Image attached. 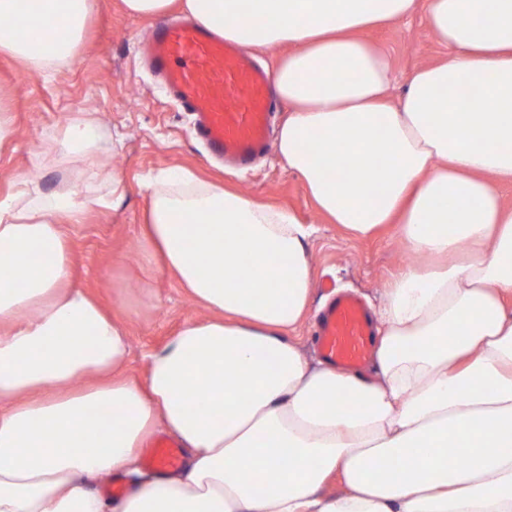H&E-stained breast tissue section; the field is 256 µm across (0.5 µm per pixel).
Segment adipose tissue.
<instances>
[{
    "mask_svg": "<svg viewBox=\"0 0 512 512\" xmlns=\"http://www.w3.org/2000/svg\"><path fill=\"white\" fill-rule=\"evenodd\" d=\"M0 0V54L54 76L95 0ZM121 0L180 9L248 48L282 49L277 151L318 212L353 236L394 224L414 260L386 293L377 374L310 366L315 229L287 210L163 171L140 239L204 309L125 374L122 321L73 283L65 225L99 205L17 183L0 199V512H512V0ZM68 18L66 31L49 19ZM450 48L391 101L365 30L414 14ZM266 23H258V16ZM40 34L32 48L25 34ZM92 121L58 161L98 151ZM207 395L214 412L193 408ZM166 431L177 474L140 477ZM132 478L110 502L97 482ZM340 480L342 489L323 496Z\"/></svg>",
    "mask_w": 512,
    "mask_h": 512,
    "instance_id": "1",
    "label": "adipose tissue"
}]
</instances>
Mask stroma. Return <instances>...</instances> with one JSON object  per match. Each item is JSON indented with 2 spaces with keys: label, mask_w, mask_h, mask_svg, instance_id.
Listing matches in <instances>:
<instances>
[{
  "label": "stroma",
  "mask_w": 512,
  "mask_h": 512,
  "mask_svg": "<svg viewBox=\"0 0 512 512\" xmlns=\"http://www.w3.org/2000/svg\"><path fill=\"white\" fill-rule=\"evenodd\" d=\"M151 16L124 11L119 0H97L84 40L71 64L47 81L32 68L0 54V106L15 130L0 148V196L15 179L39 192L72 189L79 195L111 194V175L121 181L116 205L98 207L68 225L73 282L125 322L130 351L127 372L142 377L147 354L181 324L203 310L167 271L148 269L138 258L141 226L150 205L144 183L163 169L183 168L295 213L316 233L306 252L317 276L357 293L378 311L387 288L412 260L393 230L357 239L324 223L298 178L269 151L249 170L233 171L211 161L197 139L191 116L159 85L138 45L154 24ZM388 50L396 81L392 97L406 89L415 69L447 55L437 35L419 17L366 31ZM88 118L100 128L102 149L89 159L60 167L54 148L69 123Z\"/></svg>",
  "instance_id": "1"
}]
</instances>
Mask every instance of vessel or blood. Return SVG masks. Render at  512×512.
I'll return each instance as SVG.
<instances>
[{"mask_svg":"<svg viewBox=\"0 0 512 512\" xmlns=\"http://www.w3.org/2000/svg\"><path fill=\"white\" fill-rule=\"evenodd\" d=\"M141 47L166 91L191 112L198 135L214 154L246 164L268 150L275 108L272 77L247 49L202 25L164 21L147 33ZM317 336L327 361L354 371L372 354L375 328L362 301L341 293L320 314ZM148 462L158 470L175 468L180 451L159 442Z\"/></svg>","mask_w":512,"mask_h":512,"instance_id":"b4317fda","label":"vessel or blood"}]
</instances>
